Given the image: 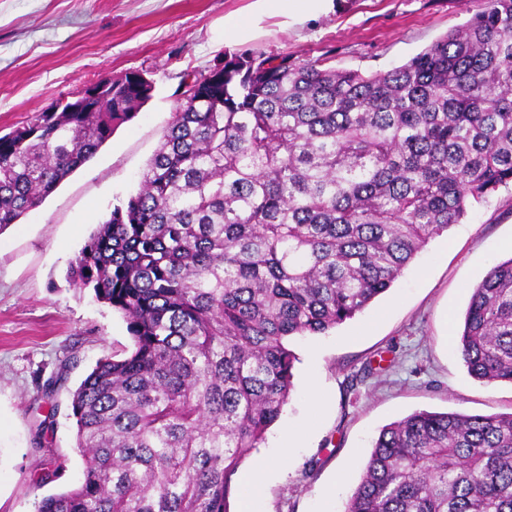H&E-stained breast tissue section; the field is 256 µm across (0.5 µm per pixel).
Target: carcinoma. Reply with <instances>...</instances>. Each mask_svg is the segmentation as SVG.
Instances as JSON below:
<instances>
[{"label":"carcinoma","instance_id":"carcinoma-1","mask_svg":"<svg viewBox=\"0 0 512 512\" xmlns=\"http://www.w3.org/2000/svg\"><path fill=\"white\" fill-rule=\"evenodd\" d=\"M153 92L138 71L85 112L0 137V232L84 166ZM512 182V0L393 69L229 54L192 79L127 201L67 282L133 348L72 394L77 485L36 512H227L232 476L293 391L291 340L384 295L468 206ZM468 373L512 385V257L472 288ZM344 512H512V413L385 426Z\"/></svg>","mask_w":512,"mask_h":512}]
</instances>
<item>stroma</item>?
<instances>
[{
  "label": "stroma",
  "mask_w": 512,
  "mask_h": 512,
  "mask_svg": "<svg viewBox=\"0 0 512 512\" xmlns=\"http://www.w3.org/2000/svg\"><path fill=\"white\" fill-rule=\"evenodd\" d=\"M254 0H0V136L83 86L129 70L151 99L19 224L0 233V512H35L80 479L73 391L96 362L131 349L123 317L66 273L126 200L163 139L182 80L225 53H287L364 74L408 61L473 16L480 0H334L301 23L264 18L224 44V19ZM512 256V184L468 207L381 298L327 334L294 339V389L253 458L288 456L259 512H344L383 426L416 411L512 412V386L469 375L457 352L470 292ZM51 399H44L47 384ZM53 417V430L37 426ZM300 432L286 447L285 431Z\"/></svg>",
  "instance_id": "35a3bbf8"
}]
</instances>
